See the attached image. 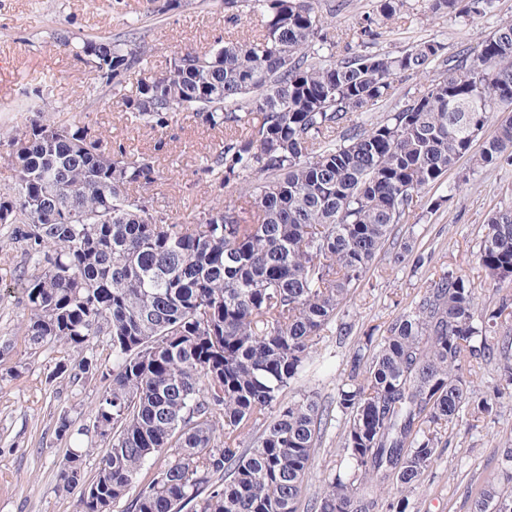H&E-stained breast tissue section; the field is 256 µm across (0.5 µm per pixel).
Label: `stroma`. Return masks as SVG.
<instances>
[{"instance_id":"1","label":"stroma","mask_w":512,"mask_h":512,"mask_svg":"<svg viewBox=\"0 0 512 512\" xmlns=\"http://www.w3.org/2000/svg\"><path fill=\"white\" fill-rule=\"evenodd\" d=\"M320 9L346 40L356 41L367 26L377 33L373 50L394 55L423 41L454 54L512 20V0H498L495 12L475 19L433 15L427 0H403L396 21L383 20L379 0H320ZM133 26L149 50L150 71L159 73L174 52L251 35L260 21L247 13L237 23L225 21L223 0H182L180 8L156 16L147 14L145 0H0V128L21 125L25 108H44L59 123L77 122L101 133L128 157L152 156L160 172L154 203L184 221L233 194L209 187L200 173L205 157L222 145L223 132L203 128L189 112L177 113L164 128L131 121L120 100L99 89L71 47L59 41L64 34L73 42L117 37ZM506 206H512L511 161L480 168L466 156L429 186L408 223L396 228L412 252L397 263L394 246L385 245L344 309V321L354 326L352 336L341 343L326 337L301 389L316 392L321 403H334L341 372L359 339L385 329L443 271H462L479 285L480 309L512 303V288L486 285L477 262L489 217ZM24 265L18 245L0 246V512H77L104 453L94 427L103 383L56 375L59 362L74 359L70 348L30 344L18 278ZM502 384L499 360L482 364L472 397L492 399L494 410L476 421L463 415L444 437L410 498L411 512H470L471 478L493 472L499 450L512 448V392ZM63 414L71 422L65 433L57 429ZM342 425V417H335L323 433L305 478L303 504L313 502L340 465ZM74 452L82 456L84 481L66 490L58 472Z\"/></svg>"}]
</instances>
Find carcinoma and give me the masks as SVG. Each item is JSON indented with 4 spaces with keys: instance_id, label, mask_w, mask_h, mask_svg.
Wrapping results in <instances>:
<instances>
[{
    "instance_id": "cac0c4a2",
    "label": "carcinoma",
    "mask_w": 512,
    "mask_h": 512,
    "mask_svg": "<svg viewBox=\"0 0 512 512\" xmlns=\"http://www.w3.org/2000/svg\"><path fill=\"white\" fill-rule=\"evenodd\" d=\"M434 15L475 18L497 0H428ZM318 0H224L229 23L262 29L174 53L146 73L136 37L83 38L75 56L131 117L165 126L190 112L224 145L200 168L218 201L185 224L156 208L150 157L113 152L78 124L36 109L0 133L13 181L0 225L26 263L25 334L33 345L84 350L110 336L112 370L86 354L58 366L100 376L95 428L105 443L77 512H299L329 412L314 397L283 401L414 201L483 139L474 164L512 149V120L484 136L490 112L512 104V20L475 48L440 54L424 42L398 55L345 47ZM418 95L380 121L369 114L402 75ZM478 261L512 286V208L494 212ZM476 286L448 271L418 301L369 334L347 361L336 396L344 466L313 512H372L384 487L389 512L438 456L442 432L467 403L464 362L504 357L512 387V332L502 308L477 315ZM174 459L144 475L158 454ZM83 478L80 455L58 473ZM472 512H512V486L473 480Z\"/></svg>"
}]
</instances>
